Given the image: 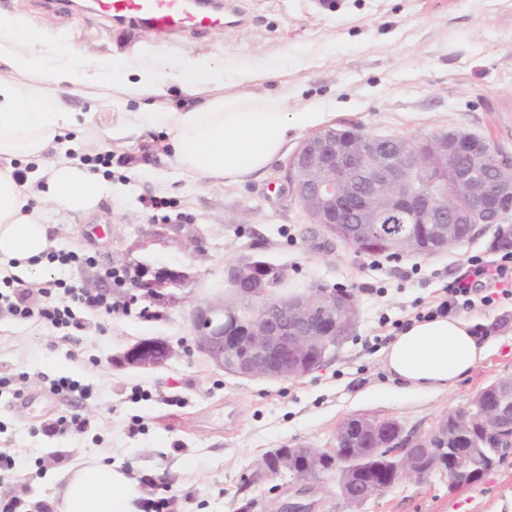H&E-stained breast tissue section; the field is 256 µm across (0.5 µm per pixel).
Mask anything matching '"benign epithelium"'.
Returning a JSON list of instances; mask_svg holds the SVG:
<instances>
[{
	"label": "benign epithelium",
	"mask_w": 512,
	"mask_h": 512,
	"mask_svg": "<svg viewBox=\"0 0 512 512\" xmlns=\"http://www.w3.org/2000/svg\"><path fill=\"white\" fill-rule=\"evenodd\" d=\"M285 181L308 223L320 226L332 242L360 250L384 249L399 256L404 245L418 250L432 242L434 252L459 245L467 238L457 225L472 232L486 224H500L512 213V161L502 158L484 139L461 130L436 133L422 139L400 135H376L352 127L323 128L304 138L287 161ZM464 198L462 206L447 205L448 191ZM129 279L127 302L178 300L176 291L189 284L184 268L151 262L135 265ZM288 277V268L252 256L224 266V296L198 303L190 320L199 353L216 367L233 375L264 380H288L313 371L309 363L326 362L332 348L347 335L346 314L357 311L356 301L326 285H312L289 297L266 300L268 289ZM241 323L240 330L224 331V317ZM175 354L160 338L137 341L122 356L133 367H155ZM495 404L478 397L453 414L460 427L480 425L504 447H512V381L488 388ZM368 437L371 447L385 452L393 470L401 476L426 479L430 471L421 460L445 453L444 437L434 431L425 436L399 430L389 435L382 421L355 415L347 418L325 448L298 446L267 454L248 482L259 483L285 472L300 481L335 478V472L319 476L292 467L296 457L316 464L333 457L336 465L347 455L345 428ZM481 473L478 461H450L448 489L461 487ZM340 496L363 503L385 494V487L353 490L349 481L338 485Z\"/></svg>",
	"instance_id": "1"
}]
</instances>
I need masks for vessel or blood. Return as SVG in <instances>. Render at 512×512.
Here are the masks:
<instances>
[{
  "label": "vessel or blood",
  "instance_id": "b4317fda",
  "mask_svg": "<svg viewBox=\"0 0 512 512\" xmlns=\"http://www.w3.org/2000/svg\"><path fill=\"white\" fill-rule=\"evenodd\" d=\"M114 20L144 26L164 36L223 27L224 14L207 0H96Z\"/></svg>",
  "mask_w": 512,
  "mask_h": 512
}]
</instances>
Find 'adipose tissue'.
Instances as JSON below:
<instances>
[{
	"label": "adipose tissue",
	"mask_w": 512,
	"mask_h": 512,
	"mask_svg": "<svg viewBox=\"0 0 512 512\" xmlns=\"http://www.w3.org/2000/svg\"><path fill=\"white\" fill-rule=\"evenodd\" d=\"M134 72L131 81L121 68H108L77 46H50L23 16L0 11V277L33 284L46 279L50 215H92L112 193L109 182L63 146L77 124L63 85L115 111L125 110L130 99L144 100L142 124H164L174 165L224 186L259 178L291 133L329 118L317 103L289 109L290 89H267L273 73L264 68L236 72L228 81L224 65L196 55L169 71L142 63ZM172 82L199 96V103L164 107ZM20 158L32 164L21 177L15 166ZM485 357L472 325L447 315L412 320L386 346L384 367L401 388L439 394ZM59 480L57 512H141L136 482L104 459L82 461Z\"/></svg>",
	"instance_id": "adipose-tissue-1"
}]
</instances>
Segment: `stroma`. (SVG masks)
<instances>
[{"label":"stroma","mask_w":512,"mask_h":512,"mask_svg":"<svg viewBox=\"0 0 512 512\" xmlns=\"http://www.w3.org/2000/svg\"><path fill=\"white\" fill-rule=\"evenodd\" d=\"M16 7L53 46L73 43L117 65L207 54L232 72L268 68L293 89L294 103L321 104L336 126L410 138L461 129L512 158V0H234L225 27L172 38L94 8L0 0L1 10ZM70 103L79 119L74 136L90 128L112 136L109 148L94 151V170L112 195L90 218L55 217L51 252L80 261L50 262L52 280L85 290L106 269L149 256L191 264L195 278L175 304L138 302L109 315L76 309L77 328L0 308V378L11 381L0 395V451L13 459L0 471V500L16 499V512H55L57 475L102 457L139 482L146 512H277L296 501L313 512H512V458L455 491L437 473L420 483L403 476L360 506L330 482L245 483L266 452L326 447L349 416L394 418L426 434L491 382L512 377L507 300L465 312L485 328L489 352L453 390H403L383 367L397 324L436 306L470 256L498 258L495 225L446 252L384 257L375 266L350 247L325 246L283 190L286 158L261 178L211 185L170 163L165 128L139 131L137 103L120 119L78 93ZM156 224L183 225L198 248L183 238L149 240ZM253 253L287 265L294 290L326 283L355 295L353 335L302 378H240L195 348L191 308L222 295L225 263ZM147 337L167 340L174 356L154 369L121 365L123 352ZM63 377L80 393H53L52 381ZM62 417L87 427L43 433L44 423Z\"/></svg>","instance_id":"1"}]
</instances>
